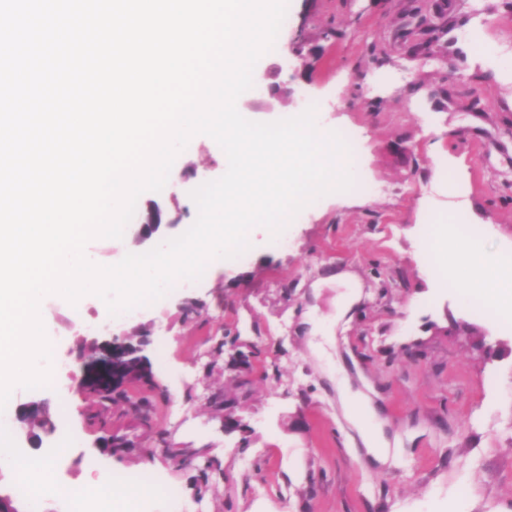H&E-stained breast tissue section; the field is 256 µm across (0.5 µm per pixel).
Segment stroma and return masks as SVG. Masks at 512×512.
I'll return each mask as SVG.
<instances>
[{
    "label": "stroma",
    "mask_w": 512,
    "mask_h": 512,
    "mask_svg": "<svg viewBox=\"0 0 512 512\" xmlns=\"http://www.w3.org/2000/svg\"><path fill=\"white\" fill-rule=\"evenodd\" d=\"M288 14L253 70L287 95L243 94L237 109L273 122L321 101V132L359 141V188L316 199L285 242L252 228L244 258L215 260L135 317L113 319L92 294L47 296L41 319L70 372L15 400L46 401L59 429L30 448L18 423L0 444L64 485L88 488L90 459L147 481L155 512H512V330L422 273L434 225L512 253V0H288ZM194 142L166 191L138 197L122 239L87 244L94 263L150 251L136 231L151 209L168 240L195 222L191 191L228 161L211 137ZM340 268L362 286L343 317ZM93 317L142 343L157 387L130 394L149 421L78 386ZM340 370L373 400L387 463L346 419ZM224 398L242 430L225 432ZM115 437L132 449L113 453ZM168 445L183 449L180 467Z\"/></svg>",
    "instance_id": "1"
}]
</instances>
